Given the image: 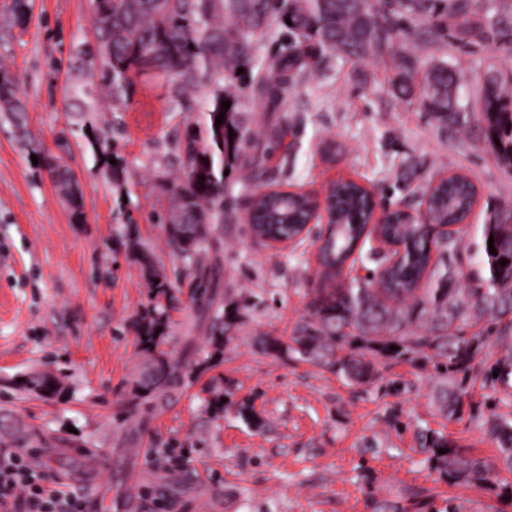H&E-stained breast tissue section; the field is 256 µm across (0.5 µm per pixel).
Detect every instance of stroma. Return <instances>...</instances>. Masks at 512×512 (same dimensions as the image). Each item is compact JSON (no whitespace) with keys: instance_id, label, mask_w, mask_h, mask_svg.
Returning <instances> with one entry per match:
<instances>
[{"instance_id":"obj_1","label":"stroma","mask_w":512,"mask_h":512,"mask_svg":"<svg viewBox=\"0 0 512 512\" xmlns=\"http://www.w3.org/2000/svg\"><path fill=\"white\" fill-rule=\"evenodd\" d=\"M288 40L284 29L256 39V62L231 81L245 105L255 146L271 155L254 171L253 188L321 190L338 178L358 181L390 206L419 208L428 184L460 173L479 197L463 241L475 246L494 207L512 204V169L489 142L440 132L394 92L389 56L322 55L288 91L287 106L252 95L258 61ZM95 41L93 0H0V65L27 107V139L0 113V408L36 434L66 440L70 454L26 447L22 453L62 495L102 496L109 512H373L394 502L418 512L424 497L453 499L459 512H512L495 493L436 481L418 453L417 428L446 429L488 458L495 446L478 420L445 422L430 407L428 371L379 364L375 385L351 387L321 368L258 352L261 333L289 335L320 288L312 239L276 251L258 243L239 216L247 204L237 185L224 199L229 217L203 262L222 298L240 302L242 326L214 353L206 308L172 255L162 217L169 195L159 174L183 172L176 144L199 112L174 104L162 79H135L131 99L80 95L89 84L79 49ZM449 64L471 76L512 70V52L496 40L448 45ZM93 112L116 125L118 179L95 162L77 124ZM52 156L76 178L83 217L74 222L37 158ZM125 208H118L119 197ZM151 252L175 286L170 344L184 337L198 350L169 402L136 392L143 358L137 324L152 295L134 247ZM50 371L63 390L44 399L23 390L35 371ZM406 388L395 391L394 383ZM250 399L261 428L237 413ZM142 449L136 482L120 452ZM109 462L97 472L85 454Z\"/></svg>"}]
</instances>
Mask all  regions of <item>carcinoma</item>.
I'll return each mask as SVG.
<instances>
[{
  "label": "carcinoma",
  "mask_w": 512,
  "mask_h": 512,
  "mask_svg": "<svg viewBox=\"0 0 512 512\" xmlns=\"http://www.w3.org/2000/svg\"><path fill=\"white\" fill-rule=\"evenodd\" d=\"M95 49L82 51L88 69L100 64L109 96L123 104L130 100L132 77L147 70L162 78L176 105L192 108L194 93L207 91L203 123L188 128L183 137L184 177L169 179L170 207L164 223L172 225L168 245L185 264L192 295L215 303L212 271L200 262L213 243L214 225L224 223V172L238 164L249 129L242 102L224 81L255 57V36L277 24L292 36L279 53L261 63L269 77L258 78L254 93L288 104L282 85L304 79L317 52L326 50L347 57L388 54L396 63L397 95L415 105L446 132L469 133L499 140V161L512 168V74L488 71L479 79L482 119L476 121L462 105L459 90L463 73L441 57H419L399 42L414 36L425 46L453 40L463 45L490 38L512 45V6L494 14L482 0H94ZM231 102L224 111L221 104ZM0 112L10 115L17 131L24 130L25 103L16 95L10 74L0 69ZM224 122L216 125V117ZM80 131L100 168L114 173L112 121L84 113ZM48 173L71 198L80 218L79 196L73 177L59 171L56 158L42 159ZM474 185L456 176L440 182L428 198L430 223L416 224L397 216L380 228L382 236L403 249L393 264L375 248L365 254L367 192L356 182L340 181L331 190L330 209L335 223L320 236L318 264L322 281H333L346 265L366 260L377 268L363 277L332 288H320L307 312L288 338L260 334L255 347L266 355H286L330 371L350 386L372 385L378 380L381 360L407 362L429 370L437 379L432 391L435 410L448 420L463 411L483 417L482 426L496 444L494 460L476 455L450 435L432 429L418 432L424 462L436 480L454 486L496 492L512 501V207L501 206L482 225V241L475 257L488 275L477 273L462 283L459 267L460 238L431 235V227L459 224L470 214ZM313 208L303 193L276 190L254 202L251 233L258 239L279 240L298 236ZM494 239L490 253L488 239ZM156 303L138 324L146 362L156 355L167 365L144 370L137 388L159 404L181 384L182 372L194 353L185 343L179 352L166 348L170 310L176 297L166 273L150 255L135 250ZM508 264L500 265L501 260ZM241 305L235 301L216 308L210 322V344L224 345L225 334L236 326ZM498 376H493V373ZM482 377L496 393L488 398V415L478 406L465 405L466 379ZM0 446L22 447L16 424L0 431ZM446 453L441 454L439 450Z\"/></svg>",
  "instance_id": "cac0c4a2"
}]
</instances>
